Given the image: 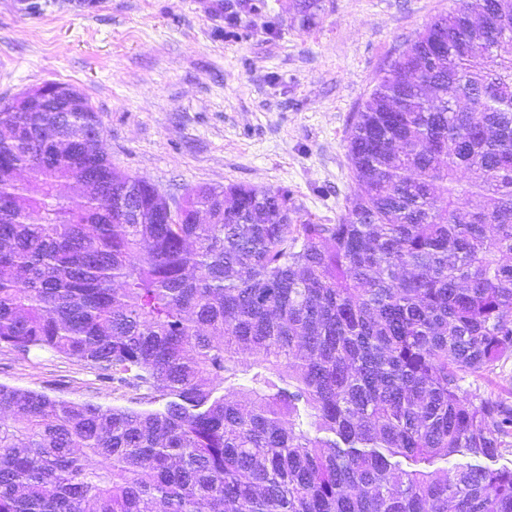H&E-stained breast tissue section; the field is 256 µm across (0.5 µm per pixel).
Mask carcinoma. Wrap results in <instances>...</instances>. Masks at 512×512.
I'll use <instances>...</instances> for the list:
<instances>
[{
	"instance_id": "cac0c4a2",
	"label": "carcinoma",
	"mask_w": 512,
	"mask_h": 512,
	"mask_svg": "<svg viewBox=\"0 0 512 512\" xmlns=\"http://www.w3.org/2000/svg\"><path fill=\"white\" fill-rule=\"evenodd\" d=\"M511 42L512 0H461L398 53L334 224L246 184L169 209L83 95L1 102L0 346L133 396L0 384V512H512V468L434 467L512 452L472 389L512 360Z\"/></svg>"
}]
</instances>
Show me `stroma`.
I'll return each instance as SVG.
<instances>
[{
    "label": "stroma",
    "instance_id": "stroma-1",
    "mask_svg": "<svg viewBox=\"0 0 512 512\" xmlns=\"http://www.w3.org/2000/svg\"><path fill=\"white\" fill-rule=\"evenodd\" d=\"M239 10L233 34L205 0H99L44 12L0 0V101L47 83L86 96L113 164L161 191L243 183L292 192L335 223L353 182L347 136L378 76L459 0H323L316 24L292 0ZM0 383L123 405L131 393L74 360L0 348Z\"/></svg>",
    "mask_w": 512,
    "mask_h": 512
}]
</instances>
